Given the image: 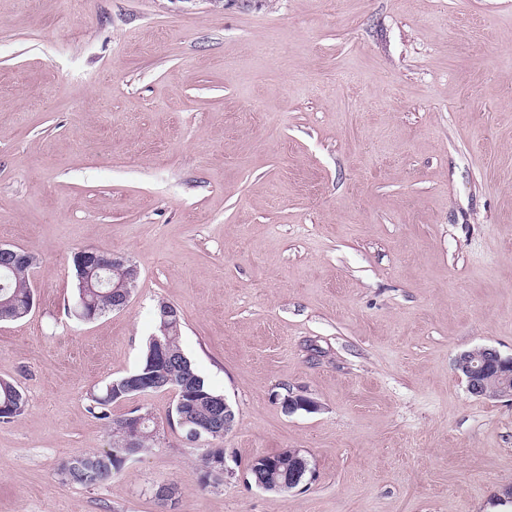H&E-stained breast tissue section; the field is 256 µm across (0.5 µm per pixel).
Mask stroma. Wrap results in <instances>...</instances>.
Segmentation results:
<instances>
[{"instance_id":"stroma-1","label":"stroma","mask_w":512,"mask_h":512,"mask_svg":"<svg viewBox=\"0 0 512 512\" xmlns=\"http://www.w3.org/2000/svg\"><path fill=\"white\" fill-rule=\"evenodd\" d=\"M0 243L32 254L0 321V512H506L512 401L455 366L512 355V0H0ZM117 252L128 306L75 317L72 256ZM232 405L228 471L168 388L111 406L161 434L111 482L89 390L135 369L159 302ZM320 411L285 414L287 392ZM301 449L282 494L246 479ZM0 405H9L12 412L1 416L0 422L10 423L20 419L27 410L28 401L21 385L14 379L0 378ZM284 454V458H288V466L284 464L281 459L277 457H265L263 459H257L251 461L248 466V475L250 479L255 483V472L253 471L252 463L255 465V468L267 471L271 474H274L275 479L270 483H265L260 480L255 484L258 488L262 489L266 492L273 493H281V490H287L282 492L291 491L301 484L307 481L308 476L309 479H312L313 470L309 466L310 462L307 459L299 456L300 449H296L291 452L290 459L288 457V448ZM105 453H85L71 458L82 457L96 460V465L91 467L68 468L62 461L57 468V475L60 483L65 485H79L83 487H93L107 483L112 477L120 471L121 466L106 458L109 465L102 462Z\"/></svg>"}]
</instances>
